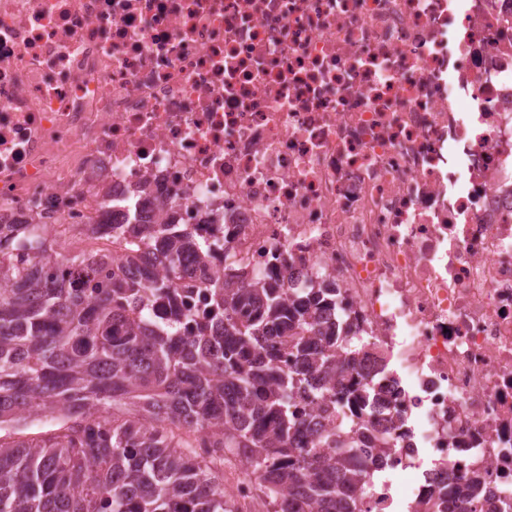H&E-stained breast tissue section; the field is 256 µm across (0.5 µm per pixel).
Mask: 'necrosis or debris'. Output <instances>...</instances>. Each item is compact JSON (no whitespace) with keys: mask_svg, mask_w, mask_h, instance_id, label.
<instances>
[{"mask_svg":"<svg viewBox=\"0 0 512 512\" xmlns=\"http://www.w3.org/2000/svg\"><path fill=\"white\" fill-rule=\"evenodd\" d=\"M137 216L197 285L337 284L384 399L344 411L410 477L366 512L512 495V0H0V224Z\"/></svg>","mask_w":512,"mask_h":512,"instance_id":"necrosis-or-debris-1","label":"necrosis or debris"}]
</instances>
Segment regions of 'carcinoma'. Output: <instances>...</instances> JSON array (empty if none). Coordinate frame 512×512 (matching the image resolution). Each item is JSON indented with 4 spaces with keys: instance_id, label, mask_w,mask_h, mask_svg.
Masks as SVG:
<instances>
[{
    "instance_id": "carcinoma-1",
    "label": "carcinoma",
    "mask_w": 512,
    "mask_h": 512,
    "mask_svg": "<svg viewBox=\"0 0 512 512\" xmlns=\"http://www.w3.org/2000/svg\"><path fill=\"white\" fill-rule=\"evenodd\" d=\"M24 255L0 239V512H239L211 465L245 459L274 512H359L373 477L344 449L367 441L341 420L329 447L309 408L373 390L344 376L368 343L337 311L338 289L291 291L266 270L217 275L209 309L184 329L179 292L190 293L183 252L208 247L185 224H139L113 234L125 259L148 244L158 275L112 277V254L65 255L23 228ZM169 316H150L152 301ZM54 415L64 425L40 442L10 440L13 423ZM208 439L212 453L179 452L167 427ZM480 476L456 494L512 512V497L482 498Z\"/></svg>"
}]
</instances>
